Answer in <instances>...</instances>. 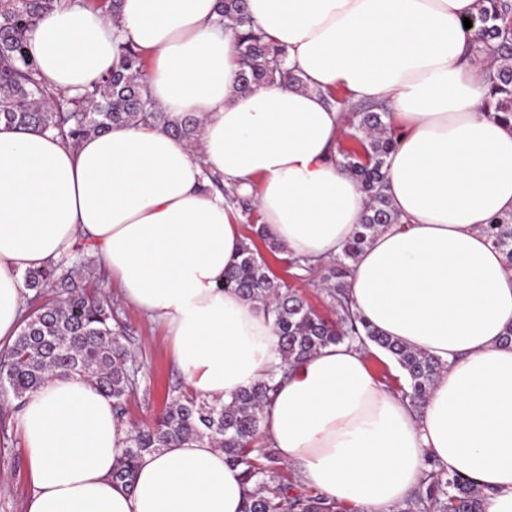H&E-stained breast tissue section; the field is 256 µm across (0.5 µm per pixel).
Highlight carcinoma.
Listing matches in <instances>:
<instances>
[{
  "instance_id": "cac0c4a2",
  "label": "carcinoma",
  "mask_w": 512,
  "mask_h": 512,
  "mask_svg": "<svg viewBox=\"0 0 512 512\" xmlns=\"http://www.w3.org/2000/svg\"><path fill=\"white\" fill-rule=\"evenodd\" d=\"M64 0H0V122L24 130H52L75 145L90 133L114 126L150 123L197 144L199 122L189 117L170 120L152 100L146 80V60L130 42L121 45L120 65L90 83L78 97L51 88L40 79L26 49L27 33ZM219 23L235 29L242 68L237 89L250 92L262 85L286 83L305 87L300 71L288 67V53L265 39L248 11V0H219ZM476 46L481 55L497 53L502 63L488 77L486 105L493 116L512 123V0H480ZM356 117L347 136L355 147L338 146L341 166L367 195V209L342 252L316 267L299 258L283 257L286 265L308 273L320 271L334 318L322 316L307 300L273 275L253 242L245 243L239 258L224 274V287L243 299L263 304L274 319L282 363L294 367L332 344H355L368 354L377 349L400 368L408 387L402 396L413 406L423 401L443 365L432 355L386 336L352 311L347 295L351 264L384 228L400 223L386 191L388 157L396 145L388 112L374 104L355 105ZM227 202L245 219L254 212L248 197L224 190ZM512 213L494 217L486 233L512 266ZM27 286L41 296L55 288L59 298L33 308L14 342L0 348V386L24 404L50 374L87 376L112 398L114 415L124 419L127 398L138 388L135 352L127 328L112 301L87 293L76 279L55 264L25 275ZM274 377L235 394L228 402L184 394L171 400L150 424L132 429L130 443L112 479L132 487L142 455L186 438L207 440L224 450V461L242 469L245 480L243 512H344L341 504L303 487L283 470L277 452L262 441L264 409L272 400ZM413 500L397 512H484L485 495L471 479L448 474L434 460Z\"/></svg>"
}]
</instances>
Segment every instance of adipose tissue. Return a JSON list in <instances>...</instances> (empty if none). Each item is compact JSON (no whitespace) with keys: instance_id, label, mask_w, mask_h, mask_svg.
<instances>
[{"instance_id":"ef3b65f1","label":"adipose tissue","mask_w":512,"mask_h":512,"mask_svg":"<svg viewBox=\"0 0 512 512\" xmlns=\"http://www.w3.org/2000/svg\"><path fill=\"white\" fill-rule=\"evenodd\" d=\"M218 0H121L117 16L77 4L28 33L45 82L75 97L132 41L152 97L195 117L196 146L137 124L78 145L0 123V346L33 292L25 274L85 244L125 304L160 324L190 390L209 399L280 363L262 304L225 288L245 240L210 175L253 197L284 254L327 261L361 224L367 198L336 161L343 89L385 104L397 140L388 193L400 223L360 252L354 309L444 369L420 411L385 389L361 351L320 350L278 386L262 433L299 480L356 512H393L427 459L512 512V270L484 232L512 213V127L486 108L489 60L464 61L463 21L479 0H248L267 40L305 82L236 90ZM31 481L27 512H241L244 480L221 448L194 438L145 454L133 488L112 480L131 427L85 376L50 375L17 415Z\"/></svg>"}]
</instances>
